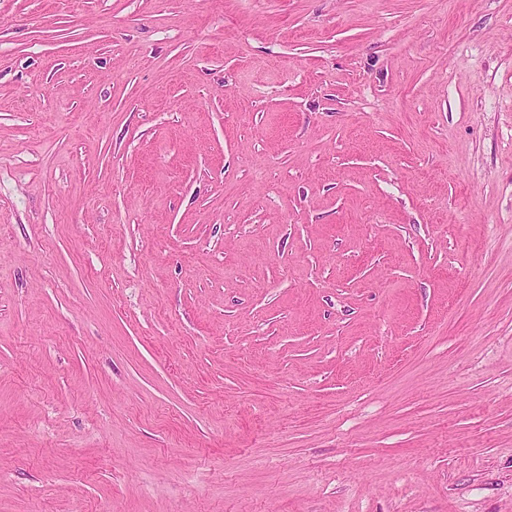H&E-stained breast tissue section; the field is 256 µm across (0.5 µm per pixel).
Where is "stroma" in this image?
Listing matches in <instances>:
<instances>
[{
  "instance_id": "obj_1",
  "label": "stroma",
  "mask_w": 512,
  "mask_h": 512,
  "mask_svg": "<svg viewBox=\"0 0 512 512\" xmlns=\"http://www.w3.org/2000/svg\"><path fill=\"white\" fill-rule=\"evenodd\" d=\"M0 512H512V0H0Z\"/></svg>"
}]
</instances>
